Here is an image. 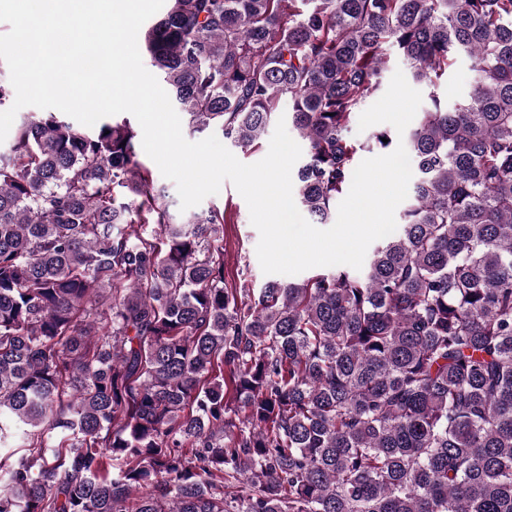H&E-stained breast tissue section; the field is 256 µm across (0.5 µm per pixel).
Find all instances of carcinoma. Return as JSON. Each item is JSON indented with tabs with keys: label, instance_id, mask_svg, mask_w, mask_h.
<instances>
[{
	"label": "carcinoma",
	"instance_id": "carcinoma-1",
	"mask_svg": "<svg viewBox=\"0 0 512 512\" xmlns=\"http://www.w3.org/2000/svg\"><path fill=\"white\" fill-rule=\"evenodd\" d=\"M428 102L364 267L224 286L226 212L179 221L127 120L0 154V512H512V0H165L144 52L194 132L258 146L327 224L388 51ZM465 54L454 105L440 87ZM472 73L469 59L460 54L448 75V83L442 87V96L452 105L471 92ZM280 107H281L280 108V113L278 114L277 118L269 126V128L267 130V133L265 134V136L263 138L261 147H259L256 150H251V151H248V152H243L239 148H236V147L230 145L227 141L225 142L224 141V137H223V135H222V133L220 131H217V130H214V129H209V130H207V131H205L203 133H191L189 131V129L187 128L186 122H185L182 114L180 112H177V111L176 112L178 113V115H179V117L181 119L182 133H183L184 137L188 141L197 142V141L203 140V139L207 138L208 136L214 134L218 138V140L226 148H228L241 162L246 163V164H251V163L258 162L259 160H261L262 158L265 157V155L268 152L269 141H270V139H271V137H272V135L274 133L277 121H278V119L282 115H284L285 123H286V128H287V131H288L289 135L292 137V139L295 142H297L299 144V146L302 149V155H301L300 159L296 162V164L294 165V167L292 169V181H293V177H294L295 171L301 165V163L304 161V159L306 157L307 146H306L305 142L302 141V139H300L297 136V134L292 129V126H291L290 121L288 119L289 102H288V98L287 97H284L282 99Z\"/></svg>",
	"mask_w": 512,
	"mask_h": 512
}]
</instances>
